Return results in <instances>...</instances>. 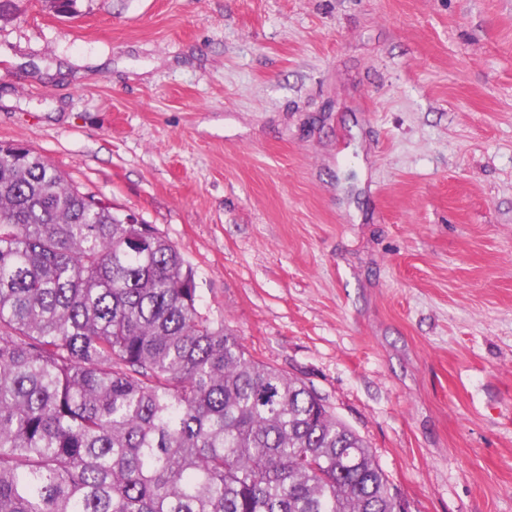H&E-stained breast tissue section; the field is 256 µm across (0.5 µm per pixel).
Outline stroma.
<instances>
[{"mask_svg": "<svg viewBox=\"0 0 512 512\" xmlns=\"http://www.w3.org/2000/svg\"><path fill=\"white\" fill-rule=\"evenodd\" d=\"M0 142L137 214L408 512H512V0H41Z\"/></svg>", "mask_w": 512, "mask_h": 512, "instance_id": "stroma-1", "label": "stroma"}]
</instances>
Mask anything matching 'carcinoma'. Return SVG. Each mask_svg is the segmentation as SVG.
<instances>
[{"mask_svg":"<svg viewBox=\"0 0 512 512\" xmlns=\"http://www.w3.org/2000/svg\"><path fill=\"white\" fill-rule=\"evenodd\" d=\"M148 224L0 143V512H395L364 439Z\"/></svg>","mask_w":512,"mask_h":512,"instance_id":"carcinoma-1","label":"carcinoma"}]
</instances>
